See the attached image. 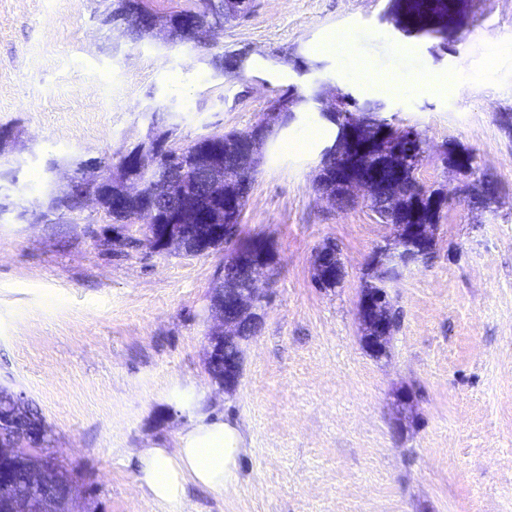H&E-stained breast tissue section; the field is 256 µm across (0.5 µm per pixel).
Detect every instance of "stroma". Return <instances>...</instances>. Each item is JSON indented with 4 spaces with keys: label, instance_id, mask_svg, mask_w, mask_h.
Instances as JSON below:
<instances>
[{
    "label": "stroma",
    "instance_id": "1",
    "mask_svg": "<svg viewBox=\"0 0 512 512\" xmlns=\"http://www.w3.org/2000/svg\"><path fill=\"white\" fill-rule=\"evenodd\" d=\"M104 0H0V127L21 161L13 195L30 220L0 219V383L50 428L44 456L65 467L79 512H170L137 480L147 448H176L193 415L230 421L248 452L235 488L187 484L181 512H512V0H465L452 49L405 37L394 0H252L209 50L132 43L102 23ZM252 51L216 76L211 55ZM398 87L366 88L368 69ZM422 74L451 78L435 97ZM314 83L377 104L414 128L425 187L455 188L441 148L468 149L500 206L465 195L440 214L428 265L389 290L400 322L386 354L361 340L357 303L370 257L392 234L367 204L321 201L315 175L336 128L304 113L269 142L232 243L186 256L106 250L103 211L40 219L45 170L111 161L144 138L140 114L177 111L176 146L250 130L271 100ZM325 136L297 150L307 128ZM263 238L274 255L261 326L239 386L206 370L214 279L232 249ZM337 245L344 276L318 287L313 262ZM194 386L197 413L172 400Z\"/></svg>",
    "mask_w": 512,
    "mask_h": 512
}]
</instances>
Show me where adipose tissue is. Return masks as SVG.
I'll list each match as a JSON object with an SVG mask.
<instances>
[{"label":"adipose tissue","instance_id":"adipose-tissue-1","mask_svg":"<svg viewBox=\"0 0 512 512\" xmlns=\"http://www.w3.org/2000/svg\"><path fill=\"white\" fill-rule=\"evenodd\" d=\"M245 437L230 422L197 421L179 438L177 448H149L139 456L137 479L152 497L179 506L187 483L221 492L239 481Z\"/></svg>","mask_w":512,"mask_h":512}]
</instances>
